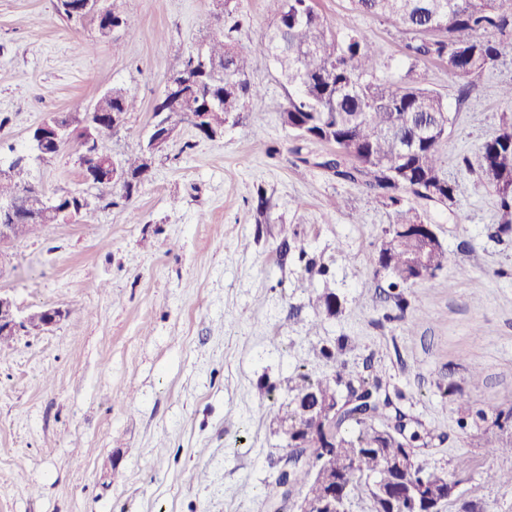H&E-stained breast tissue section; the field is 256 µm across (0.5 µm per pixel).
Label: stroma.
I'll return each instance as SVG.
<instances>
[{"label":"stroma","mask_w":512,"mask_h":512,"mask_svg":"<svg viewBox=\"0 0 512 512\" xmlns=\"http://www.w3.org/2000/svg\"><path fill=\"white\" fill-rule=\"evenodd\" d=\"M115 2L128 24L108 40L96 24L67 25L52 0H0V159L29 155L33 182L49 194L93 188L75 149L32 156L31 128L121 86L140 107L101 147L117 158L138 150L172 68L218 29L250 48L262 95L217 138L179 126L128 203L0 248V291L28 310L67 311L0 348V512H266L288 379L299 364L327 373L316 350L342 335L358 339L351 371L374 356L404 393L399 407L442 433L422 459L449 470L469 458L459 498L512 512V485L485 479L512 469V457L487 455L484 427L461 433L444 393L452 382L479 408L512 404V239L495 237L498 197L462 164L512 109L502 98L512 46L464 97L447 62L409 59L395 23L350 0H315L334 29L380 47L377 78L422 82L453 116L443 153L456 203L419 206L448 264L407 288L410 328L386 320L389 306L365 285L391 209L324 168L333 147L282 122L289 86L268 48L272 0H236L228 16L214 0ZM293 235L328 267L316 286L340 296L338 315L309 307L303 263L279 253ZM262 383L271 396H260Z\"/></svg>","instance_id":"stroma-1"}]
</instances>
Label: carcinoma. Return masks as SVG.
<instances>
[{"label":"carcinoma","mask_w":512,"mask_h":512,"mask_svg":"<svg viewBox=\"0 0 512 512\" xmlns=\"http://www.w3.org/2000/svg\"><path fill=\"white\" fill-rule=\"evenodd\" d=\"M277 9L269 35L271 53L280 77L296 93L288 97L281 112L283 124L306 131L303 139L333 143L342 153L322 166L343 181L362 184L374 198L394 211L395 221L383 231L375 258L373 277L365 287H379L381 275L389 279L388 298L396 315L404 319L409 303L405 289L418 281L433 279L448 265V250L420 226L418 209L406 195L417 199L453 204L456 187L444 173L443 146L448 140V102L438 92L419 84L379 80L378 47L365 35L332 30L317 11L314 0H275ZM354 9L392 19L407 34L414 57H436L466 80L461 94L473 83L467 78L494 64L501 45L483 38L495 29H512V0H351ZM196 79L174 99V111L152 107L153 126H177L195 112L212 110L213 125L236 119L245 100L260 97L248 79L249 49L235 43L220 30L204 47ZM105 117L126 115L136 108V97L121 86L98 98ZM145 147L122 161L130 181L121 189L130 198L149 179L143 153ZM466 168L477 169L499 200L497 235L512 236V113L503 114L497 132L487 139L476 162L463 159ZM11 172L0 178V201L15 203V237L45 230L58 218L47 215L38 204L39 189L29 180V168L8 164ZM298 252L305 262L307 280L327 275L326 266L307 257L301 246L283 241L282 255ZM309 305L317 314L335 316L342 308L339 295L326 288L315 291ZM355 339L341 336L332 345H322L320 356L331 371L316 376L298 372L288 387V402L278 409L277 421L284 439L281 467L266 495L268 512H284L286 502L300 498L335 501L332 512H347L352 498L364 495L370 512H442L458 500L453 489L457 473L469 467L464 456L452 471L429 466L418 458L442 435L422 425L403 428L406 414L397 406L403 398L373 367L363 361L362 370H348L347 352ZM457 424L465 430L470 421L490 422L503 430L512 421V406L489 412L473 406L469 397L448 384ZM489 455L512 456V440H485Z\"/></svg>","instance_id":"obj_1"}]
</instances>
